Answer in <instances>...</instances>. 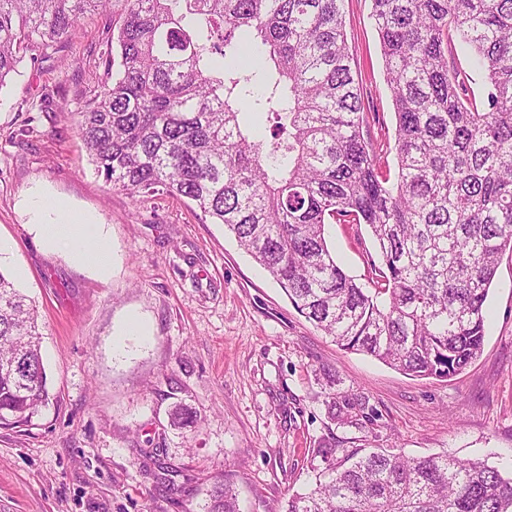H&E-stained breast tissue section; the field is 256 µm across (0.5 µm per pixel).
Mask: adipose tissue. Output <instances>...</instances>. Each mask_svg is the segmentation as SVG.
I'll list each match as a JSON object with an SVG mask.
<instances>
[{
	"mask_svg": "<svg viewBox=\"0 0 512 512\" xmlns=\"http://www.w3.org/2000/svg\"><path fill=\"white\" fill-rule=\"evenodd\" d=\"M32 219L39 226L47 247L66 246L74 256L91 258L101 271H109L112 257L104 245L102 233H87L84 225L68 223L39 204L32 209Z\"/></svg>",
	"mask_w": 512,
	"mask_h": 512,
	"instance_id": "adipose-tissue-1",
	"label": "adipose tissue"
}]
</instances>
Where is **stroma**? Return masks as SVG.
I'll use <instances>...</instances> for the list:
<instances>
[{
  "mask_svg": "<svg viewBox=\"0 0 512 512\" xmlns=\"http://www.w3.org/2000/svg\"><path fill=\"white\" fill-rule=\"evenodd\" d=\"M352 70L367 94L369 140L395 164V119L371 0H345ZM105 19L83 20L46 62L23 59L0 87V270L34 300L49 400L31 426L0 427V512H204L218 482L240 512H281L333 435L316 372L382 412L378 448L445 453L512 471V257L490 288L483 352L450 380L414 378L340 349L188 199L133 201L97 173L65 106L98 91ZM101 225L112 269L46 248L33 199ZM347 274L366 281L365 226L330 224ZM193 408L196 427L170 424Z\"/></svg>",
  "mask_w": 512,
  "mask_h": 512,
  "instance_id": "stroma-1",
  "label": "stroma"
}]
</instances>
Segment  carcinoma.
Here are the masks:
<instances>
[{
    "mask_svg": "<svg viewBox=\"0 0 512 512\" xmlns=\"http://www.w3.org/2000/svg\"><path fill=\"white\" fill-rule=\"evenodd\" d=\"M344 0H0V88L22 55L60 51L82 18L107 28L100 91L73 111L97 171L133 200L187 198L346 351L450 379L480 354L485 302L512 254V0H371L392 93L396 170L363 134ZM470 52L476 97L454 65ZM328 224H364V283ZM35 305L0 270V426L31 425L49 393ZM325 369L328 419L377 437L381 412ZM324 468L283 512H512V475L453 456L312 449ZM205 512H238L232 485Z\"/></svg>",
    "mask_w": 512,
    "mask_h": 512,
    "instance_id": "obj_1",
    "label": "carcinoma"
}]
</instances>
